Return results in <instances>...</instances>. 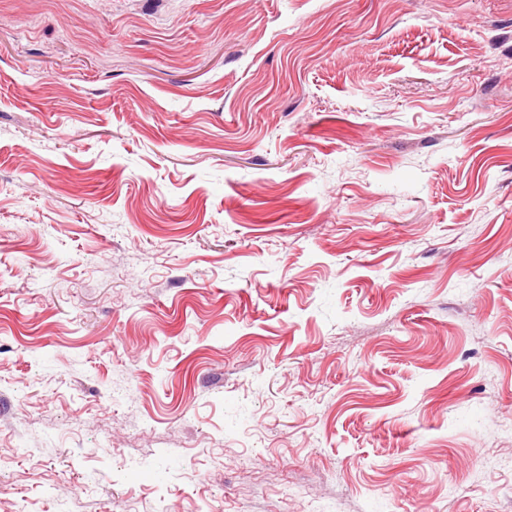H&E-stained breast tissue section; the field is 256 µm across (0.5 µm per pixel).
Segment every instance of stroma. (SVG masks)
Wrapping results in <instances>:
<instances>
[{
	"instance_id": "35a3bbf8",
	"label": "stroma",
	"mask_w": 512,
	"mask_h": 512,
	"mask_svg": "<svg viewBox=\"0 0 512 512\" xmlns=\"http://www.w3.org/2000/svg\"><path fill=\"white\" fill-rule=\"evenodd\" d=\"M0 512H512V0H0Z\"/></svg>"
}]
</instances>
